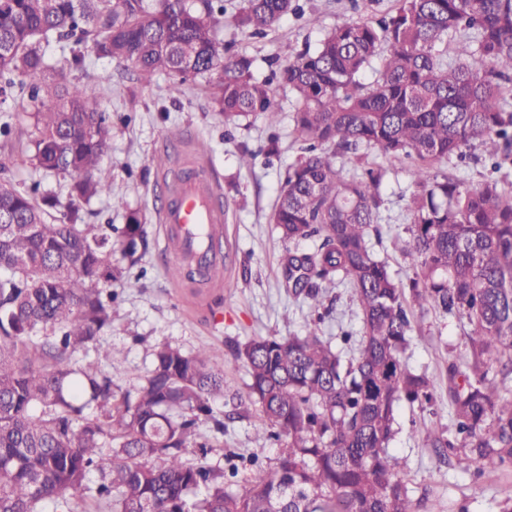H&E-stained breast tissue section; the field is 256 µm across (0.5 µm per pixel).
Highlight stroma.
<instances>
[{
    "instance_id": "1",
    "label": "stroma",
    "mask_w": 512,
    "mask_h": 512,
    "mask_svg": "<svg viewBox=\"0 0 512 512\" xmlns=\"http://www.w3.org/2000/svg\"><path fill=\"white\" fill-rule=\"evenodd\" d=\"M300 13L286 15L279 25L263 36H254L237 27L235 15L241 0H224V18L218 36L232 54H247L255 59L254 75L271 78L282 64L286 50L316 48L337 23L367 22L394 10L398 0H298ZM53 71L75 79L82 74L103 77L100 106L111 130L112 151L100 164L96 177L110 186L112 193L84 204L88 224H108L116 247L112 262L119 266L131 287L113 283L112 327L88 345L86 358L98 362L109 376L117 394L135 393L153 368L154 353L168 345L186 353L208 349L218 368L224 371V388L245 392L248 375L234 362L227 345L246 342L255 336H290L305 333L319 325L323 336L336 337L341 331L360 335L359 311L346 287L332 290L330 311L324 318L282 286V259L285 245L271 221L280 185L289 165L300 153L292 135L294 97L275 87L274 101L280 111L276 125L259 116L228 126L212 110L211 88L214 76H187V91L180 98L167 92L169 76H157L149 87L130 98L135 84L131 67L98 57L85 48V69H76L69 54L56 42L43 47ZM34 102L15 99L0 103V112L12 116V134L0 138V179L22 187L40 183L42 192L55 195L59 209H66L70 197V176L48 175L25 157L33 130ZM206 143L205 163L213 171L224 197V286L204 308H196L173 281L168 268L173 256L164 251V233L157 220L155 186L161 168L169 163L182 136ZM256 159L252 167L241 166L243 151ZM375 163L386 169L380 209L382 242L376 245L394 277L407 281L413 270L403 254L409 237L410 178L408 160L375 156ZM121 196L124 208L112 205ZM138 215L148 248L138 263H129L121 251L126 240L130 215ZM413 331L405 358L413 369L433 380L434 410L402 406L397 414L398 432L391 444L394 455L404 462L403 478L416 503V512H500L504 499L512 497V468L475 477L462 449L438 455L428 437L441 429L453 437L452 415L448 405V366L465 356L463 325L454 317L432 307L414 308ZM122 350L116 360L104 358L107 348ZM214 420L199 427L202 436L213 443L209 461L224 464L232 451L256 457L273 465L280 446L256 435L254 426L259 409L251 405L239 410L216 401ZM226 423L217 432L216 420Z\"/></svg>"
}]
</instances>
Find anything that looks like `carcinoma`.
I'll use <instances>...</instances> for the list:
<instances>
[{
	"label": "carcinoma",
	"instance_id": "1",
	"mask_svg": "<svg viewBox=\"0 0 512 512\" xmlns=\"http://www.w3.org/2000/svg\"><path fill=\"white\" fill-rule=\"evenodd\" d=\"M292 9V0H242L235 20L264 34ZM222 15L218 0H0V93L46 98L32 113L27 157L73 177L60 218L55 196L36 202L40 184L0 180V512H43L46 501L71 512L93 469L104 473L94 493L107 512H415L390 453L398 407L434 406L433 381L403 360L410 302L469 326L465 369L448 366L455 440L431 432L433 447L462 448L479 476L512 465V398L489 365L506 355L498 373L512 376V184L468 186L440 172L471 149L495 169L512 159V0H400L375 22L337 24L275 75L296 99L292 134L302 144L273 214L288 243L284 286L318 310L328 289L347 284L362 336L333 341L315 327L230 345L248 383L226 402L259 407L257 435L283 446L273 466L233 452L223 471L206 462L212 445L197 430L224 396L208 351L160 347L133 397H117L99 363H73L112 327L104 287L123 279L112 225L80 214L110 194L94 171L112 143L99 84L62 73L47 82L41 41H57L76 68L91 44L144 86L167 75L174 96L185 77L215 73L213 109L225 124L254 115L274 124L271 82L254 77V58L227 54ZM375 59L379 77L366 83ZM375 152L412 160L406 283L374 250L385 177L369 161ZM339 156L360 172L344 177ZM130 221L131 257L140 220ZM309 239L313 248L301 249ZM40 330L50 334L29 345ZM190 447L196 463L183 460Z\"/></svg>",
	"mask_w": 512,
	"mask_h": 512
}]
</instances>
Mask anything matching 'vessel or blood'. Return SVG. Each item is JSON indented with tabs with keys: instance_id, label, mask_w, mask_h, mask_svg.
<instances>
[{
	"instance_id": "1",
	"label": "vessel or blood",
	"mask_w": 512,
	"mask_h": 512,
	"mask_svg": "<svg viewBox=\"0 0 512 512\" xmlns=\"http://www.w3.org/2000/svg\"><path fill=\"white\" fill-rule=\"evenodd\" d=\"M175 166L180 174L165 182L167 200L158 217L165 229V247L177 264L188 272H202L206 289L197 299L203 303L208 289L223 285L224 253L218 243L224 203L210 169L191 151H184Z\"/></svg>"
}]
</instances>
